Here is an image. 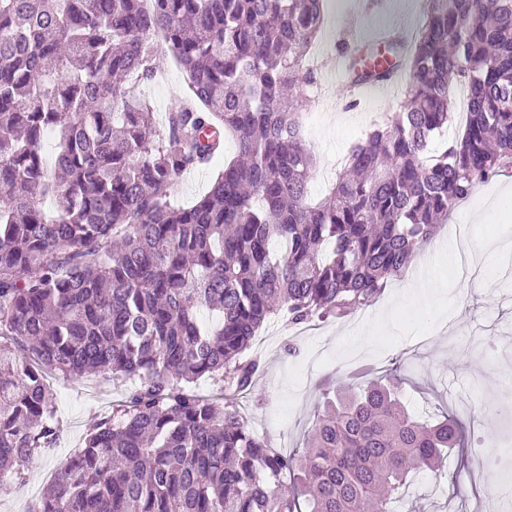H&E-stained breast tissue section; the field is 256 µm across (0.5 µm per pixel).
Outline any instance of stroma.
<instances>
[{
    "instance_id": "35a3bbf8",
    "label": "stroma",
    "mask_w": 512,
    "mask_h": 512,
    "mask_svg": "<svg viewBox=\"0 0 512 512\" xmlns=\"http://www.w3.org/2000/svg\"><path fill=\"white\" fill-rule=\"evenodd\" d=\"M414 2L326 0L311 52L317 81L301 100L305 137L317 157L311 199L327 193L373 121L399 111L404 100L399 81L394 93L377 88L351 98L333 70L341 43L362 51L357 35L364 25L415 28L422 13ZM155 66V78L137 92L162 116L191 91L171 56L157 57ZM235 154V140H226L210 165L183 173L171 190L174 203L187 206L202 197ZM511 193L512 169L478 186L442 224L434 246L417 252L410 269L361 314L301 325L278 316L265 323L254 348L263 371L254 390L235 403L250 427L281 451L302 447L323 392L332 390L341 372L370 364L399 384L412 411L460 413L466 431L464 448L444 465L443 481L428 472L414 475L393 512H512L501 496L504 485H512V419L501 411L512 403V264L481 262L476 278L483 286L476 290L466 287L455 256L463 229L475 245L512 244V218L501 216ZM430 259L436 283L416 287ZM48 382L57 394L60 442L32 456L24 482L0 496V512H30L66 459L83 448L90 425L111 416L127 392L126 385L101 375H58Z\"/></svg>"
}]
</instances>
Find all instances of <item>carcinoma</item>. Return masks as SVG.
<instances>
[{
  "label": "carcinoma",
  "instance_id": "carcinoma-1",
  "mask_svg": "<svg viewBox=\"0 0 512 512\" xmlns=\"http://www.w3.org/2000/svg\"><path fill=\"white\" fill-rule=\"evenodd\" d=\"M323 0H0V493L60 440L47 375L131 382L34 512H390L414 471L461 447L371 377L326 399L284 455L234 408L262 325L344 318L378 299L476 185L512 167V0H423L402 109L307 202L316 154L298 102ZM164 48L192 96L157 122L132 87ZM468 86L462 134L432 136ZM54 137L55 159L43 154ZM232 135L190 207L170 191ZM220 315L204 329L198 312ZM220 385L224 403L200 395Z\"/></svg>",
  "mask_w": 512,
  "mask_h": 512
}]
</instances>
